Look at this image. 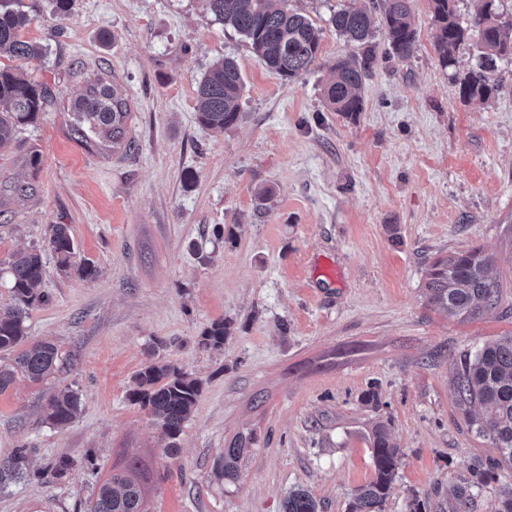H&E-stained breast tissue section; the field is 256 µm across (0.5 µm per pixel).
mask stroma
Masks as SVG:
<instances>
[{
	"label": "stroma",
	"instance_id": "35a3bbf8",
	"mask_svg": "<svg viewBox=\"0 0 512 512\" xmlns=\"http://www.w3.org/2000/svg\"><path fill=\"white\" fill-rule=\"evenodd\" d=\"M347 4L373 0H290L320 30L315 64L290 81L205 0H71L60 22L45 2L22 30L46 48L26 70L55 98L0 151V261L65 224L97 272L65 274L44 257L45 301L27 336L71 363L0 394V457L32 450L0 512H85L130 457L148 467L150 512H283L299 487L322 512H347L373 477L369 435L384 420L404 452L384 512L498 459L461 422L449 379L454 358L512 336V62L489 72L488 99L462 98L476 48L441 65L430 0H411L417 50L405 60L384 31L368 44L340 38L330 18ZM345 55L367 63L353 114L323 99ZM226 57L244 90L239 121L216 132L199 124L196 92ZM102 71L130 106L127 152L70 136L72 106ZM476 245L492 258L500 305L445 316L426 300L425 267ZM217 322L224 343L205 347ZM155 361L203 381L173 457L129 398ZM62 382L82 409L57 430L43 406ZM239 438L249 445L237 479L217 481V455ZM66 456L65 476L46 478Z\"/></svg>",
	"mask_w": 512,
	"mask_h": 512
}]
</instances>
